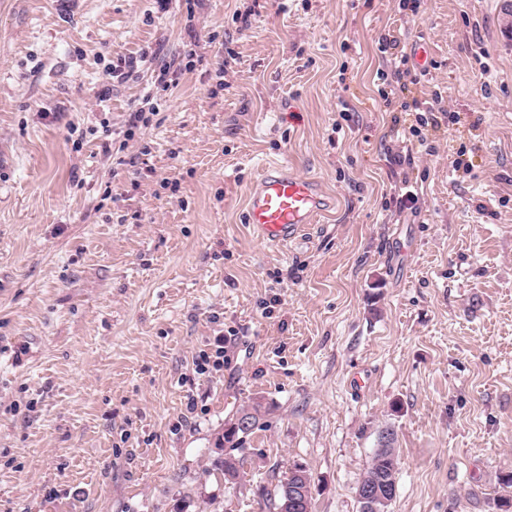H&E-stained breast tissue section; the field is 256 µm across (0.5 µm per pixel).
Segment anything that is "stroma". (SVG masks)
Returning a JSON list of instances; mask_svg holds the SVG:
<instances>
[{
  "mask_svg": "<svg viewBox=\"0 0 512 512\" xmlns=\"http://www.w3.org/2000/svg\"><path fill=\"white\" fill-rule=\"evenodd\" d=\"M398 3L0 0V512H278L296 463L314 512H359L388 429L390 512H499L512 5ZM388 34L427 55L406 99L440 94L455 116L411 146L381 96ZM191 46L196 70L126 143L145 166L113 173L104 133L153 77L105 92L103 70ZM270 159L334 204L280 248L244 221ZM220 343L223 365L198 373ZM257 401L225 483L215 438ZM386 433V435H384ZM391 435V437H389ZM393 432L385 430L380 435L379 447L377 448L371 464L363 476L362 480L356 487L355 493H357L360 486L365 484H378L379 486H385L387 488V494L385 499L387 502H379L377 512H389V508L395 498V475L397 472V460L392 448Z\"/></svg>",
  "mask_w": 512,
  "mask_h": 512,
  "instance_id": "1",
  "label": "stroma"
}]
</instances>
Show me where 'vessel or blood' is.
I'll use <instances>...</instances> for the list:
<instances>
[{
	"mask_svg": "<svg viewBox=\"0 0 512 512\" xmlns=\"http://www.w3.org/2000/svg\"><path fill=\"white\" fill-rule=\"evenodd\" d=\"M330 207L315 180L289 174L285 165L272 163L251 185L245 215L260 240L277 248L293 240Z\"/></svg>",
	"mask_w": 512,
	"mask_h": 512,
	"instance_id": "b4317fda",
	"label": "vessel or blood"
}]
</instances>
